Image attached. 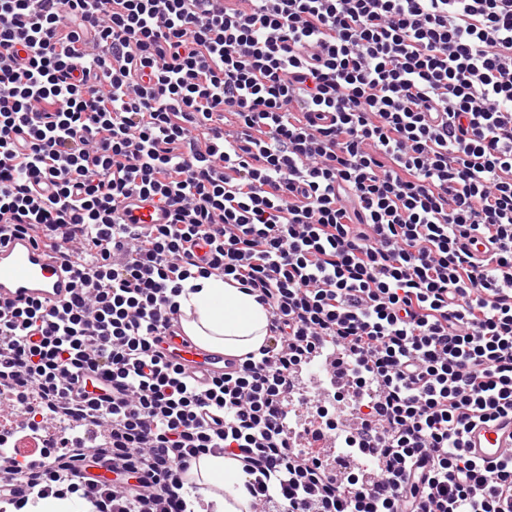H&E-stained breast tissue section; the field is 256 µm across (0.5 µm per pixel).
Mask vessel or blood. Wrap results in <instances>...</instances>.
Here are the masks:
<instances>
[{
  "label": "vessel or blood",
  "mask_w": 512,
  "mask_h": 512,
  "mask_svg": "<svg viewBox=\"0 0 512 512\" xmlns=\"http://www.w3.org/2000/svg\"><path fill=\"white\" fill-rule=\"evenodd\" d=\"M131 216L138 223L161 224L165 212L151 202L130 198ZM76 285L71 267L50 254L23 234L11 231L0 234V306H21L33 300L61 303ZM157 348L163 357L177 365L199 385L238 369L237 358L224 355L187 335L181 317H170ZM466 446L478 457L492 460L512 448V418L482 425L469 432Z\"/></svg>",
  "instance_id": "1"
}]
</instances>
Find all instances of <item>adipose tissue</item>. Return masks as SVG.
<instances>
[{
	"label": "adipose tissue",
	"mask_w": 512,
	"mask_h": 512,
	"mask_svg": "<svg viewBox=\"0 0 512 512\" xmlns=\"http://www.w3.org/2000/svg\"><path fill=\"white\" fill-rule=\"evenodd\" d=\"M186 315L185 330L201 342L231 356L258 350L268 335L269 315L254 295L221 279L203 280L199 291L182 290L178 297ZM195 487L183 488L186 502L201 499L194 512H246L248 479L231 459L207 456L192 466Z\"/></svg>",
	"instance_id": "obj_1"
}]
</instances>
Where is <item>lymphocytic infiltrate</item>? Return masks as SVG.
Returning a JSON list of instances; mask_svg holds the SVG:
<instances>
[{
    "mask_svg": "<svg viewBox=\"0 0 512 512\" xmlns=\"http://www.w3.org/2000/svg\"><path fill=\"white\" fill-rule=\"evenodd\" d=\"M134 195L167 223L125 222ZM2 224L77 288L0 308V396L112 446L9 471L0 502L186 512L212 455L249 512H512V453L464 441L512 416V0H0ZM211 276L269 337L201 389L154 346ZM318 357L367 392L327 434L370 477L289 426ZM93 505L81 496V492L67 493L62 498L48 497L29 501L24 510L28 512H91Z\"/></svg>",
    "mask_w": 512,
    "mask_h": 512,
    "instance_id": "lymphocytic-infiltrate-1",
    "label": "lymphocytic infiltrate"
}]
</instances>
